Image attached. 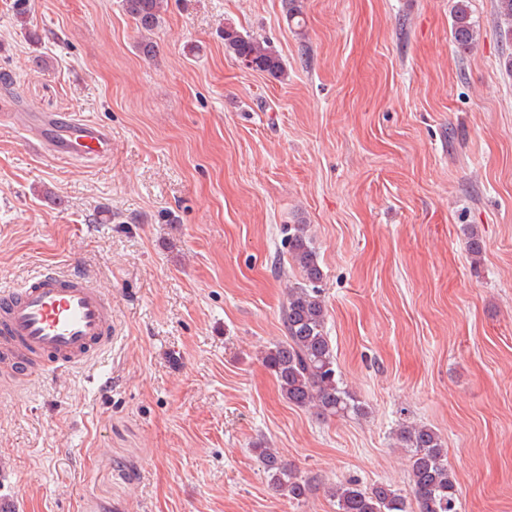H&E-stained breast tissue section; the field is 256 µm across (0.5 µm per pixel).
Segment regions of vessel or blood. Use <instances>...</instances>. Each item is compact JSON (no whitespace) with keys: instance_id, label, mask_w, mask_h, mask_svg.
Instances as JSON below:
<instances>
[{"instance_id":"b4317fda","label":"vessel or blood","mask_w":512,"mask_h":512,"mask_svg":"<svg viewBox=\"0 0 512 512\" xmlns=\"http://www.w3.org/2000/svg\"><path fill=\"white\" fill-rule=\"evenodd\" d=\"M48 155L104 163L112 132L100 123L47 114L36 125ZM112 301L80 269L46 265L19 286L0 289V401L5 380L92 366L112 346Z\"/></svg>"}]
</instances>
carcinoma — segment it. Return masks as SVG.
<instances>
[{
  "label": "carcinoma",
  "instance_id": "obj_1",
  "mask_svg": "<svg viewBox=\"0 0 512 512\" xmlns=\"http://www.w3.org/2000/svg\"><path fill=\"white\" fill-rule=\"evenodd\" d=\"M167 0H122L125 13L140 34L138 50L145 57L155 53L152 34L162 22ZM497 15L504 26L503 36L512 40V0H496ZM14 19L28 38L39 40L30 22V0H12ZM451 34L455 44L466 50L479 36L470 0H454ZM288 25L302 29L305 21L299 0H288ZM225 49L248 69L272 78L285 76L281 56L268 42L243 34L226 24L220 29ZM288 263L299 270L302 283L288 288L283 309L284 337L263 357L264 366L275 376L288 403L313 411L328 419L349 415L362 417L365 406L344 385L336 356L326 332L327 309L317 283L323 278L316 251L311 246L306 225L288 226ZM396 438L408 455L412 495L417 512H458L459 490L456 475L448 464V450L433 428L413 422L399 425ZM263 472L275 490L290 500L301 501L310 492V483L283 462L274 448L257 449ZM337 512H408L405 498L384 483L361 488L352 480L338 481L329 488Z\"/></svg>",
  "mask_w": 512,
  "mask_h": 512
}]
</instances>
